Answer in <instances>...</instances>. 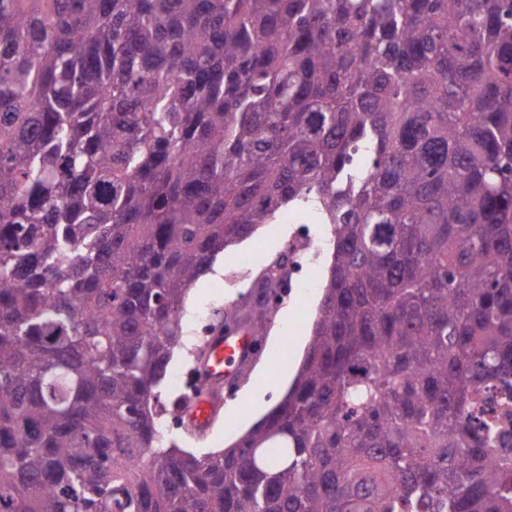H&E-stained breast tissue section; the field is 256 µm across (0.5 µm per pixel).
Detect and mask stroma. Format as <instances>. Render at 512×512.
Masks as SVG:
<instances>
[{
	"instance_id": "obj_1",
	"label": "stroma",
	"mask_w": 512,
	"mask_h": 512,
	"mask_svg": "<svg viewBox=\"0 0 512 512\" xmlns=\"http://www.w3.org/2000/svg\"><path fill=\"white\" fill-rule=\"evenodd\" d=\"M307 211L289 209L283 211L276 223L262 227L251 238L249 248H235L224 255V272L213 280L197 281L195 297L185 314L186 344L178 354L173 355L171 368L193 372L196 367V354L199 350L197 337L200 329L196 324L199 311L208 309L221 311L237 307L238 298L245 285L261 274V267L282 253L295 230L300 224H308L311 234L319 240H326L329 227L314 224ZM254 253L257 263L253 266L239 264L238 258L244 252ZM321 298V277L313 275L311 285L296 290L283 304L281 312L273 314L267 324L264 337L265 356L253 359L245 367L236 381L234 393L225 395L224 404L237 409L236 418H229L226 409L220 412L207 433L191 431L183 415L178 399L182 395L180 388L172 379H165L159 386L161 402L165 407L164 420L176 421L178 427L174 434L177 444L186 450L203 453L224 448L231 439L237 437L257 420L244 395L254 383L257 372H265L269 380H276L284 369L297 366L304 351L299 344L300 337L310 334V326Z\"/></svg>"
}]
</instances>
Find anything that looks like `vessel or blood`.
Segmentation results:
<instances>
[{
	"label": "vessel or blood",
	"instance_id": "b4317fda",
	"mask_svg": "<svg viewBox=\"0 0 512 512\" xmlns=\"http://www.w3.org/2000/svg\"><path fill=\"white\" fill-rule=\"evenodd\" d=\"M252 342L237 336L225 335L222 328H215L205 343V354L197 373L202 388L186 406V420L199 430H207L220 408L224 381L237 368L252 361Z\"/></svg>",
	"mask_w": 512,
	"mask_h": 512
}]
</instances>
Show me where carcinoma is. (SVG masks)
<instances>
[{
  "label": "carcinoma",
  "instance_id": "carcinoma-1",
  "mask_svg": "<svg viewBox=\"0 0 512 512\" xmlns=\"http://www.w3.org/2000/svg\"><path fill=\"white\" fill-rule=\"evenodd\" d=\"M289 208L333 240L292 387L165 447L190 288ZM492 386L512 0H0V512H512Z\"/></svg>",
  "mask_w": 512,
  "mask_h": 512
}]
</instances>
